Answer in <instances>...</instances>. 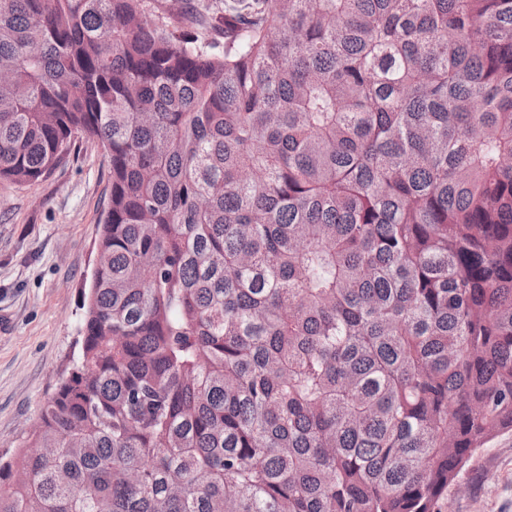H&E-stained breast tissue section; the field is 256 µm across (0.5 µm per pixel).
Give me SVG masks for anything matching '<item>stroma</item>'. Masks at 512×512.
<instances>
[{
  "label": "stroma",
  "mask_w": 512,
  "mask_h": 512,
  "mask_svg": "<svg viewBox=\"0 0 512 512\" xmlns=\"http://www.w3.org/2000/svg\"><path fill=\"white\" fill-rule=\"evenodd\" d=\"M101 147L27 185L0 180V461L13 458L81 351L84 290L110 193ZM440 512H512V433L466 467Z\"/></svg>",
  "instance_id": "stroma-1"
}]
</instances>
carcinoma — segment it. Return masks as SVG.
<instances>
[{
    "label": "carcinoma",
    "instance_id": "obj_1",
    "mask_svg": "<svg viewBox=\"0 0 512 512\" xmlns=\"http://www.w3.org/2000/svg\"><path fill=\"white\" fill-rule=\"evenodd\" d=\"M0 0V180L111 189L0 512H438L512 433V0Z\"/></svg>",
    "mask_w": 512,
    "mask_h": 512
}]
</instances>
